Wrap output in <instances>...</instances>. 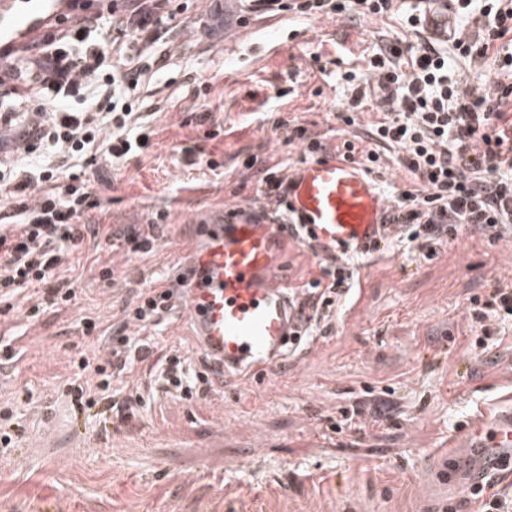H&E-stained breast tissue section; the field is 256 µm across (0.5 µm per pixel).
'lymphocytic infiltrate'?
Here are the masks:
<instances>
[{
	"label": "lymphocytic infiltrate",
	"instance_id": "1",
	"mask_svg": "<svg viewBox=\"0 0 512 512\" xmlns=\"http://www.w3.org/2000/svg\"><path fill=\"white\" fill-rule=\"evenodd\" d=\"M268 12L289 10L299 16L343 15L355 10L381 16L393 0H259ZM172 0H112L110 23L116 37H91L98 25L82 14L80 0H66L67 25L39 42L0 48V96L36 102L32 130L19 132V153L39 152L33 168L19 153L0 155V314H9L24 288L40 286L41 304L69 305L76 293L58 270L86 237L102 236L103 225L90 213L104 203L91 180L75 166L96 169L118 164L148 146L147 121L127 90L136 89L148 60L133 62L126 40L156 41L163 17L172 16ZM458 26L448 39L456 54L474 63L493 61L512 72V0H449ZM409 54L408 70L395 58ZM373 88L386 113L371 125L367 144L343 141L349 156L372 173L382 172L383 153L398 150V161L420 186L406 190L391 210L398 242L429 259L463 230L495 242L512 234V82L465 87L448 74V57L432 42L409 51L392 45L371 60ZM36 192L28 201V192ZM355 286L349 264L320 267L305 284L310 295L306 335L331 329L343 297ZM177 286L139 288L127 321L147 329L163 324L180 301ZM476 353H483L495 330L491 320H512V282L496 283L489 294L472 296L466 308ZM111 357L97 364L80 358L79 370H93L95 383L71 384L75 408L99 405L123 422L140 407L144 394H126L112 381L151 345L143 336L111 338ZM155 386L183 397L203 395L209 379L193 372L173 349L157 354L151 365Z\"/></svg>",
	"mask_w": 512,
	"mask_h": 512
}]
</instances>
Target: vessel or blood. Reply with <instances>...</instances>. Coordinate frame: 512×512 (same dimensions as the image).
I'll use <instances>...</instances> for the list:
<instances>
[{"mask_svg":"<svg viewBox=\"0 0 512 512\" xmlns=\"http://www.w3.org/2000/svg\"><path fill=\"white\" fill-rule=\"evenodd\" d=\"M63 19L62 0H0V45L26 34L42 38L37 22ZM285 216L275 210L239 206L198 220L192 248L179 266L187 281L181 293L184 318L199 350L228 377L256 376L273 383L289 352L301 346L298 288L278 275L292 242L302 230L316 261L335 262L384 245L393 230V205L379 180L344 151H321L301 162L286 179ZM472 474L512 462V405L495 415L469 418L449 442Z\"/></svg>","mask_w":512,"mask_h":512,"instance_id":"vessel-or-blood-1","label":"vessel or blood"}]
</instances>
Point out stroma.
Wrapping results in <instances>:
<instances>
[{"mask_svg": "<svg viewBox=\"0 0 512 512\" xmlns=\"http://www.w3.org/2000/svg\"><path fill=\"white\" fill-rule=\"evenodd\" d=\"M144 76L142 110L154 131L143 153L103 173L106 205L93 218L122 234L167 216L146 254L100 239L72 253L76 291L66 309L31 321V290L0 316V336H22L17 364L0 374V406L21 431L0 452V512H476L474 478L449 459L455 480L434 488L432 457L471 415L512 402V320L484 355L471 349L469 299L512 280V237L461 232L432 259L388 246L368 266L333 333L289 359L288 382L224 384L222 404L162 393L116 425L96 409L74 413L66 388L75 361H102L104 329L139 332L123 309L134 289L164 286L195 217L233 203L264 204L261 169L288 173L302 158L289 142L298 123L325 146L367 144L377 117L336 118L365 82L377 49L403 39L404 23L430 0H396L385 16L270 17L251 0H176ZM224 10V34H206ZM208 162L187 165L186 150ZM113 278H103V271ZM97 322L87 330L83 318ZM380 406L362 433L338 430L342 410ZM323 436L312 440L310 428Z\"/></svg>", "mask_w": 512, "mask_h": 512, "instance_id": "stroma-1", "label": "stroma"}]
</instances>
